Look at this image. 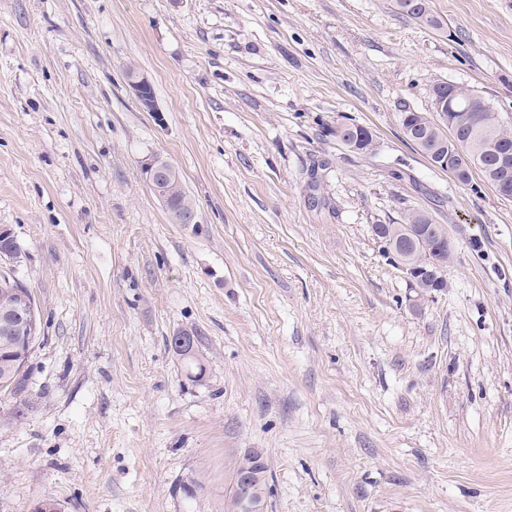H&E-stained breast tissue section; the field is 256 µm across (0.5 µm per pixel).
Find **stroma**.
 <instances>
[{"label":"stroma","mask_w":512,"mask_h":512,"mask_svg":"<svg viewBox=\"0 0 512 512\" xmlns=\"http://www.w3.org/2000/svg\"><path fill=\"white\" fill-rule=\"evenodd\" d=\"M430 8L442 28L394 0H0V226L41 319L0 396V512H225L252 450L267 512H512V199L399 126L439 80L512 122V0ZM414 208L454 247L438 293L372 234ZM129 87L142 107L155 111L154 90L151 81L143 74H137L129 79ZM141 171L147 183L154 188L162 180L170 179L177 175L174 167L157 154H150L142 159ZM168 205L174 211L187 210L189 213H169L174 224H196V204L185 190L180 177L175 178L167 189Z\"/></svg>","instance_id":"35a3bbf8"}]
</instances>
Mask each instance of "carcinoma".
I'll use <instances>...</instances> for the list:
<instances>
[{
	"label": "carcinoma",
	"mask_w": 512,
	"mask_h": 512,
	"mask_svg": "<svg viewBox=\"0 0 512 512\" xmlns=\"http://www.w3.org/2000/svg\"><path fill=\"white\" fill-rule=\"evenodd\" d=\"M418 0H396L401 11L420 23L439 29L440 20L428 11L421 14L412 8ZM433 102L448 99L452 111L448 120L438 125L426 112L411 113L405 125V138L414 144L432 164L455 173L472 165L484 182L495 191L503 183L512 187V163L503 162L502 153L512 152V129L503 122L490 104L475 99L473 92L461 87L448 97V82L437 81L431 87ZM168 205L174 211H196L193 198L180 178L167 189ZM376 235L386 243L395 257L410 269L428 266L427 253L448 262L453 248L448 246L444 225L434 222L425 211L412 210L404 214L401 224H378ZM33 297L29 288L16 281L10 273L0 274V393L24 392L26 364L40 338L39 312L31 313L21 302V295Z\"/></svg>",
	"instance_id": "obj_1"
}]
</instances>
